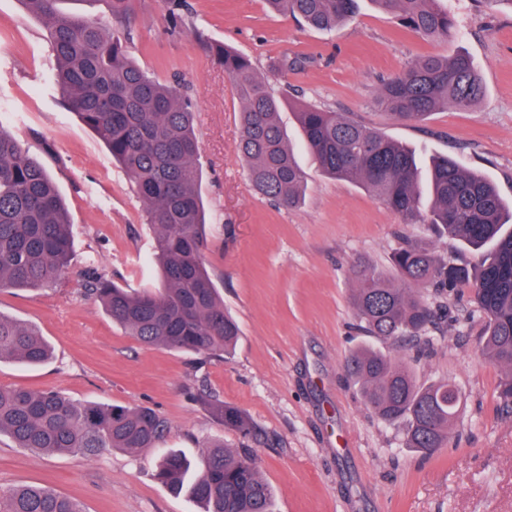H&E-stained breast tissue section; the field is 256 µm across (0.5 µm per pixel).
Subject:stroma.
<instances>
[{"instance_id": "1", "label": "stroma", "mask_w": 512, "mask_h": 512, "mask_svg": "<svg viewBox=\"0 0 512 512\" xmlns=\"http://www.w3.org/2000/svg\"><path fill=\"white\" fill-rule=\"evenodd\" d=\"M178 33L166 0H137L134 60L163 83L181 81L196 112L207 220L204 261L240 326L228 358L141 344L85 294L92 271L133 291L160 287L154 233L127 175L53 88L47 23L22 0H0V103L9 128L51 174L66 202L75 258L56 283L0 289V315L36 326L53 357L40 366L0 364V386L58 388L78 403L143 405L169 423L161 445L189 454L208 441L248 446L275 492L273 512H512V413L498 396L500 368L476 348L483 320L469 288L430 294L448 313L431 339L365 335L350 304L351 269L389 268L401 233L438 255L476 263L478 253L398 217L361 185L326 175L297 134L296 105L311 104L379 129L421 155H450L512 198V6L448 0L457 30L421 37L360 0L336 31L302 26L263 0H189ZM248 56L285 101L279 113L304 173L298 206L278 207L253 189L237 157L241 105L203 40ZM464 51L485 92L470 109L448 108L414 124L375 99L384 80L422 56ZM364 345L408 355L424 384L462 395L445 448L422 455L401 428L372 415L345 358ZM242 410L256 436L243 440L208 413L205 398ZM153 450L95 456L38 453L0 436V488L47 484L85 512H198L152 471Z\"/></svg>"}]
</instances>
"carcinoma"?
<instances>
[{"mask_svg": "<svg viewBox=\"0 0 512 512\" xmlns=\"http://www.w3.org/2000/svg\"><path fill=\"white\" fill-rule=\"evenodd\" d=\"M135 2L109 0L112 21L106 25L62 10L61 0H22L29 15L49 26L56 89L129 176L155 234L161 287L133 292L94 272L85 293L144 345L216 357L233 349L240 329L224 311L204 262L206 218L194 111L175 86L160 83L131 58ZM265 2L273 12L331 32L353 17L358 0ZM370 2L422 37L446 39L455 28L446 0ZM208 49L242 102L238 151L254 190L282 206H295L304 174L278 120L282 100L271 94L248 57L220 43ZM483 94L469 54H434L385 80L378 104L402 122L417 123L448 106L468 109ZM296 118L327 175L362 185L405 228L426 224L473 249H485L471 265L442 258L403 234L391 257L398 282L374 265H356L351 304L368 335L414 338L438 319L427 291L446 294L469 286L475 311L485 322L480 351L503 370L498 394L512 411V207L487 178L448 156L429 158L425 192L421 159L413 148L319 106L300 108ZM72 260L70 219L56 184L0 123V288L53 284ZM50 356V345L35 327L0 316V364L39 365ZM410 362L407 356L396 360L360 347L346 358L345 372L373 414L403 427L406 447L431 453L448 447L461 398L445 381L419 385ZM207 406L224 427L245 439L255 436L239 409L220 400ZM167 430L168 422L147 406L78 404L57 390L0 386V435L19 448L90 456L104 449L135 453L151 448L155 479L196 501L201 512H272L274 491L249 449L211 443L193 461L158 447ZM0 512L83 509L46 485L25 484L0 489Z\"/></svg>", "mask_w": 512, "mask_h": 512, "instance_id": "1", "label": "carcinoma"}]
</instances>
